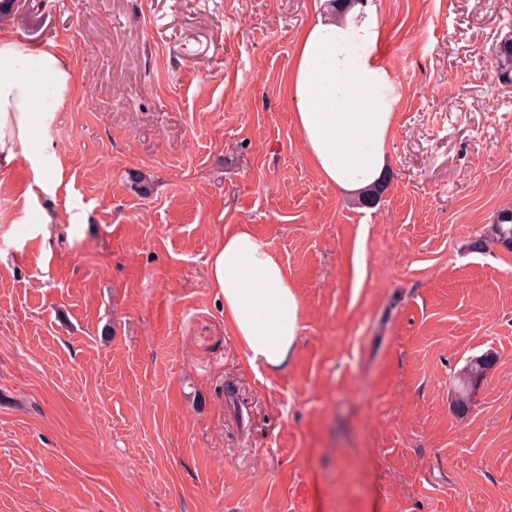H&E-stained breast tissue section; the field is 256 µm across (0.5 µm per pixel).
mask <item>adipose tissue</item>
Listing matches in <instances>:
<instances>
[{
    "mask_svg": "<svg viewBox=\"0 0 512 512\" xmlns=\"http://www.w3.org/2000/svg\"><path fill=\"white\" fill-rule=\"evenodd\" d=\"M382 27L375 0H358L341 16L330 2L300 32L287 77L307 154L329 184L349 195L376 187L387 168L396 100L377 55ZM69 81L54 51L0 36V165L36 138L46 118L40 97ZM207 264L210 286L223 299L249 364L286 365L300 331L299 304L266 245L241 225L217 239Z\"/></svg>",
    "mask_w": 512,
    "mask_h": 512,
    "instance_id": "1",
    "label": "adipose tissue"
}]
</instances>
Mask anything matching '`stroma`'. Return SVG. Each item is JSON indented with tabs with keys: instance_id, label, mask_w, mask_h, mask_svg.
Returning a JSON list of instances; mask_svg holds the SVG:
<instances>
[{
	"instance_id": "1",
	"label": "stroma",
	"mask_w": 512,
	"mask_h": 512,
	"mask_svg": "<svg viewBox=\"0 0 512 512\" xmlns=\"http://www.w3.org/2000/svg\"><path fill=\"white\" fill-rule=\"evenodd\" d=\"M33 2L0 33L71 80L0 169V512H512V251L487 239L512 206V0H376L397 101L368 205L293 122L315 0ZM40 154L61 182L33 195ZM240 224L299 301L275 371L208 283ZM496 57L500 84L512 85V37L500 42ZM496 359L492 354H481L471 358L459 369L454 377L451 392V404L454 412L465 416L471 404V391L485 380L487 372L493 367Z\"/></svg>"
}]
</instances>
